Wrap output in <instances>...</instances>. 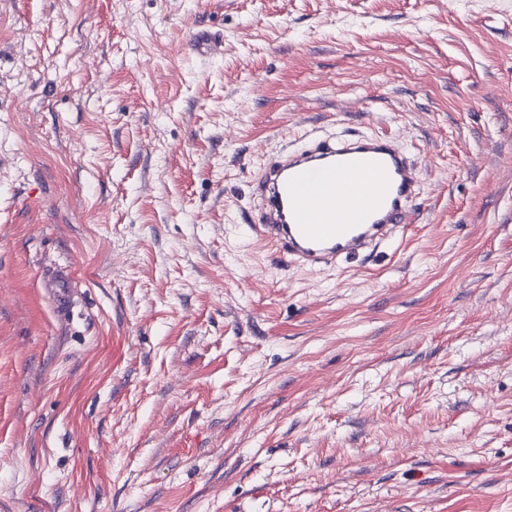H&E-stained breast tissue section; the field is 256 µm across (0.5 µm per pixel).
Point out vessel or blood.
<instances>
[{
	"instance_id": "vessel-or-blood-1",
	"label": "vessel or blood",
	"mask_w": 512,
	"mask_h": 512,
	"mask_svg": "<svg viewBox=\"0 0 512 512\" xmlns=\"http://www.w3.org/2000/svg\"><path fill=\"white\" fill-rule=\"evenodd\" d=\"M189 46L200 56L221 50L202 28ZM251 188L253 238L308 269L368 257L411 223L420 195L418 166L397 139L359 132L285 149L255 173Z\"/></svg>"
}]
</instances>
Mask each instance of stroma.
I'll list each match as a JSON object with an SVG mask.
<instances>
[{
    "instance_id": "obj_1",
    "label": "stroma",
    "mask_w": 512,
    "mask_h": 512,
    "mask_svg": "<svg viewBox=\"0 0 512 512\" xmlns=\"http://www.w3.org/2000/svg\"><path fill=\"white\" fill-rule=\"evenodd\" d=\"M344 130L414 222L284 264L251 179ZM0 512H512V0H0ZM190 49L200 56L215 55L221 50V41L214 34L203 28H198L191 36Z\"/></svg>"
}]
</instances>
